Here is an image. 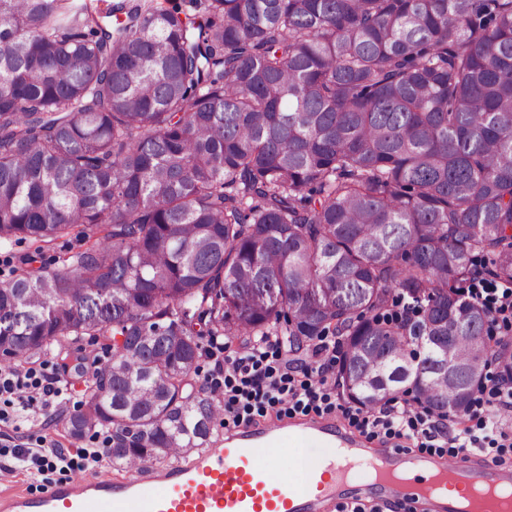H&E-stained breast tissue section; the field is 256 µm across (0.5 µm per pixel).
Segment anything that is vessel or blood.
<instances>
[{
    "mask_svg": "<svg viewBox=\"0 0 512 512\" xmlns=\"http://www.w3.org/2000/svg\"><path fill=\"white\" fill-rule=\"evenodd\" d=\"M288 447L296 455L287 477L270 460ZM349 487L416 512H463L468 489L512 491V466L413 459L333 419L291 418L228 433L223 445L165 469L136 466L119 479L78 477L35 497L1 496L0 512H334Z\"/></svg>",
    "mask_w": 512,
    "mask_h": 512,
    "instance_id": "vessel-or-blood-1",
    "label": "vessel or blood"
}]
</instances>
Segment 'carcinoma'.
Here are the masks:
<instances>
[{
    "instance_id": "1",
    "label": "carcinoma",
    "mask_w": 512,
    "mask_h": 512,
    "mask_svg": "<svg viewBox=\"0 0 512 512\" xmlns=\"http://www.w3.org/2000/svg\"><path fill=\"white\" fill-rule=\"evenodd\" d=\"M194 7L0 0V241L89 243L0 283V362L103 341L58 423L112 429L130 468L209 447L204 341L281 321L339 337L364 409L462 416L484 368L512 383V342L455 290L512 283V0ZM396 290L414 314L387 322Z\"/></svg>"
}]
</instances>
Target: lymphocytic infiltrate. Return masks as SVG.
<instances>
[{
  "mask_svg": "<svg viewBox=\"0 0 512 512\" xmlns=\"http://www.w3.org/2000/svg\"><path fill=\"white\" fill-rule=\"evenodd\" d=\"M468 302L482 305L503 322L512 321V287L494 288L485 274L475 275L460 291ZM280 338L268 333L248 340L237 356L225 359L223 378L212 379L211 392L234 425L275 412L319 415L342 412L368 437L391 442L406 440L437 455L456 457L491 452L497 464H512V429L503 415L512 410V387L492 388L491 402L472 398L466 419L435 414L406 399L383 401L367 413L343 406L337 393L336 346L323 339L312 349L311 361L292 364L279 354ZM60 379L34 369H0V425L21 430L34 415L58 404ZM106 451L46 447L44 440L0 445V457L12 458L22 470L43 473L45 467L62 472L85 469L87 462L102 464Z\"/></svg>",
  "mask_w": 512,
  "mask_h": 512,
  "instance_id": "f902f5d3",
  "label": "lymphocytic infiltrate"
}]
</instances>
